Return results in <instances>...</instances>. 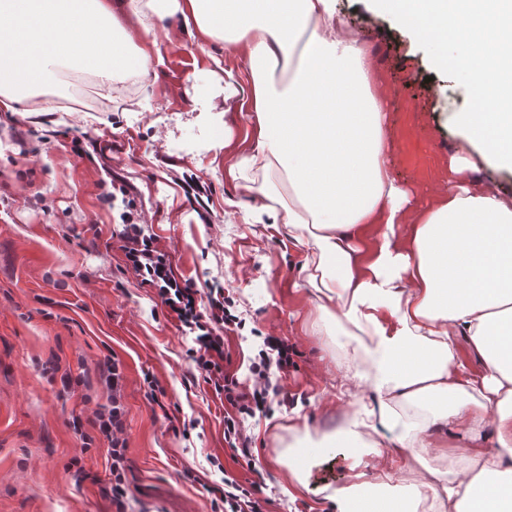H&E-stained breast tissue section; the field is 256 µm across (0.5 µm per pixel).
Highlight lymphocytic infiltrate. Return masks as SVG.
I'll return each instance as SVG.
<instances>
[{
    "label": "lymphocytic infiltrate",
    "instance_id": "lymphocytic-infiltrate-1",
    "mask_svg": "<svg viewBox=\"0 0 512 512\" xmlns=\"http://www.w3.org/2000/svg\"><path fill=\"white\" fill-rule=\"evenodd\" d=\"M120 219L119 239L127 267L139 277L142 285L155 291L168 317L175 319L181 330L191 336L189 360L204 382L223 396L226 404L224 440L235 456L252 461L251 439L244 432L242 422L244 418L266 412L271 403L287 404L288 396L280 380L289 367L294 366L296 348L280 337H265L263 349L249 366L251 385H240L225 367L229 358L225 337L242 324L233 298L226 296L221 286L200 287L179 277L170 254L159 248L140 213L127 209ZM98 371L112 395L109 406L96 412L91 425L110 442L109 493L115 512H126L129 495L125 478L126 443L122 437L124 410L118 393L122 379L120 363L115 356H104ZM266 504L259 483L245 485L228 476L223 488L211 499V512H265Z\"/></svg>",
    "mask_w": 512,
    "mask_h": 512
}]
</instances>
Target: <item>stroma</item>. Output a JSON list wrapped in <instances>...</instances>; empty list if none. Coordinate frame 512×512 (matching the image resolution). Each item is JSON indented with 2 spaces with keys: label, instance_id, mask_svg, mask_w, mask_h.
<instances>
[{
  "label": "stroma",
  "instance_id": "obj_1",
  "mask_svg": "<svg viewBox=\"0 0 512 512\" xmlns=\"http://www.w3.org/2000/svg\"><path fill=\"white\" fill-rule=\"evenodd\" d=\"M339 8L370 34L374 77L389 101L393 172L415 206L427 207L448 182L449 154L466 146L453 115L467 99L390 18L361 0ZM166 25L154 75L112 98L88 79L57 94L56 112H0V512H114L104 493L109 443L98 434L83 447L73 427L107 403L95 367L109 352L123 371L127 512H211L206 489L228 475L261 483L270 512H333L322 490L350 480L351 458L339 451L309 462L304 488L272 458L297 415L335 424L343 370L338 337L314 326L305 247L280 225L253 223L260 197L240 195L226 175L252 140L248 112L224 99L225 77L244 82L245 63L222 44L200 48L180 19ZM17 132L25 146L15 144ZM116 175L133 187L176 272L221 283L234 299L244 326L225 345L239 381L263 337L300 352L284 381L288 405L245 422L254 466L226 449L224 399L194 376L189 337L125 265ZM188 178L199 200L188 198Z\"/></svg>",
  "mask_w": 512,
  "mask_h": 512
}]
</instances>
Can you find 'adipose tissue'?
Returning <instances> with one entry per match:
<instances>
[{"instance_id":"1","label":"adipose tissue","mask_w":512,"mask_h":512,"mask_svg":"<svg viewBox=\"0 0 512 512\" xmlns=\"http://www.w3.org/2000/svg\"><path fill=\"white\" fill-rule=\"evenodd\" d=\"M172 16L242 50L249 84L225 82L224 97L249 112L253 145L227 175L306 247L317 327L350 338L340 425L316 439L298 419L277 460L301 486L309 461L336 449L428 472L399 491L387 469L373 482L355 473L327 494L336 512H512V193L472 179L455 153L454 183L415 207L389 162L366 44L336 0H0V112L65 73L106 92L146 78L155 26ZM455 430L470 443L452 458Z\"/></svg>"}]
</instances>
